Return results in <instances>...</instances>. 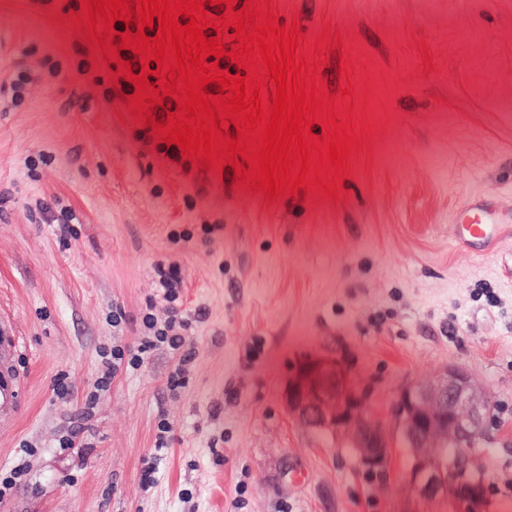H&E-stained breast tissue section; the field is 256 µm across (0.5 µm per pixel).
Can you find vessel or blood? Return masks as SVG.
Masks as SVG:
<instances>
[{
    "label": "vessel or blood",
    "instance_id": "vessel-or-blood-1",
    "mask_svg": "<svg viewBox=\"0 0 512 512\" xmlns=\"http://www.w3.org/2000/svg\"><path fill=\"white\" fill-rule=\"evenodd\" d=\"M506 221L505 214L494 205L472 197L456 212L453 236L458 245L479 252L500 238ZM16 344L15 337L0 336V424L11 420L19 406L21 377L12 360Z\"/></svg>",
    "mask_w": 512,
    "mask_h": 512
}]
</instances>
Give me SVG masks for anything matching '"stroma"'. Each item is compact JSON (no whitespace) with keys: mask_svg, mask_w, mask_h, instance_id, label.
I'll return each mask as SVG.
<instances>
[{"mask_svg":"<svg viewBox=\"0 0 512 512\" xmlns=\"http://www.w3.org/2000/svg\"><path fill=\"white\" fill-rule=\"evenodd\" d=\"M79 8L0 0V84L31 46L63 64L20 105L0 93V322L24 378L0 471L27 464L0 512H394L403 444L383 478L284 406L299 358L332 340L382 406L407 380L468 370L491 401L477 443L491 512H512V225L479 257L452 238L468 196L512 209V0H273L318 46L336 111L372 132L335 202L269 201L232 167L170 160L128 101L102 98L116 65L71 25ZM40 202L69 226L42 222ZM159 263L181 278L189 382L170 392L177 360L157 351L96 391L101 350L143 334Z\"/></svg>","mask_w":512,"mask_h":512,"instance_id":"stroma-1","label":"stroma"}]
</instances>
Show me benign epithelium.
<instances>
[{"mask_svg":"<svg viewBox=\"0 0 512 512\" xmlns=\"http://www.w3.org/2000/svg\"><path fill=\"white\" fill-rule=\"evenodd\" d=\"M354 371L343 343L304 356L283 391L288 414L345 438L375 474L388 473L394 440H401L410 462L396 512H490L485 475L468 448L483 431L490 402L469 372L449 365L430 382L400 386L385 416L376 410L375 383L353 384ZM447 446L460 452L447 455Z\"/></svg>","mask_w":512,"mask_h":512,"instance_id":"obj_1","label":"benign epithelium"}]
</instances>
